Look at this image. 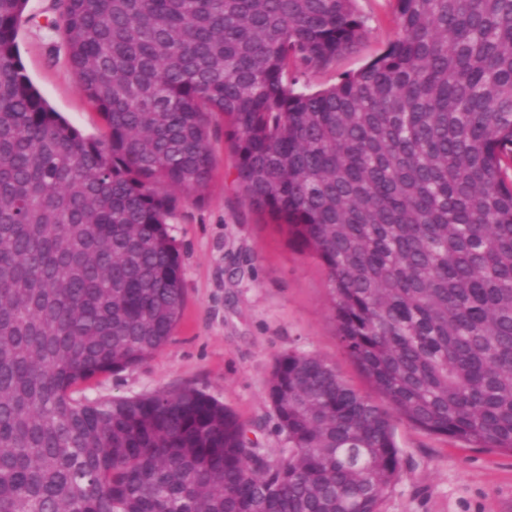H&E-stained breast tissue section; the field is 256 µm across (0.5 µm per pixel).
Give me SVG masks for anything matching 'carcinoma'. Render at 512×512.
Here are the masks:
<instances>
[{"label":"carcinoma","instance_id":"1","mask_svg":"<svg viewBox=\"0 0 512 512\" xmlns=\"http://www.w3.org/2000/svg\"><path fill=\"white\" fill-rule=\"evenodd\" d=\"M393 2L386 49L306 93L363 39L354 0H57L97 139L25 72L28 0H0V512H380L395 417L512 453V0ZM221 129L381 399L280 354L275 458L191 386L71 398L179 324L169 224Z\"/></svg>","mask_w":512,"mask_h":512}]
</instances>
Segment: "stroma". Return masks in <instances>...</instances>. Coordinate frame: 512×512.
Wrapping results in <instances>:
<instances>
[{"instance_id":"1","label":"stroma","mask_w":512,"mask_h":512,"mask_svg":"<svg viewBox=\"0 0 512 512\" xmlns=\"http://www.w3.org/2000/svg\"><path fill=\"white\" fill-rule=\"evenodd\" d=\"M354 5L366 21L363 40L329 68L303 74L299 89L334 84L394 38L392 0ZM27 12L35 20L23 22L17 38L27 75L70 124L86 136H102L101 116L80 92L61 38L41 28L55 13L54 0H29ZM211 147L215 166L203 201L187 199L169 225L186 297L174 335L138 367L102 376L73 397L106 401L192 386L235 411L248 437L273 455L282 438L267 385L277 355H317L360 394L375 392L339 343L325 268L249 206L233 182L234 156L225 139H213ZM394 432L402 468L381 512H512L511 453L432 437L400 420Z\"/></svg>"}]
</instances>
